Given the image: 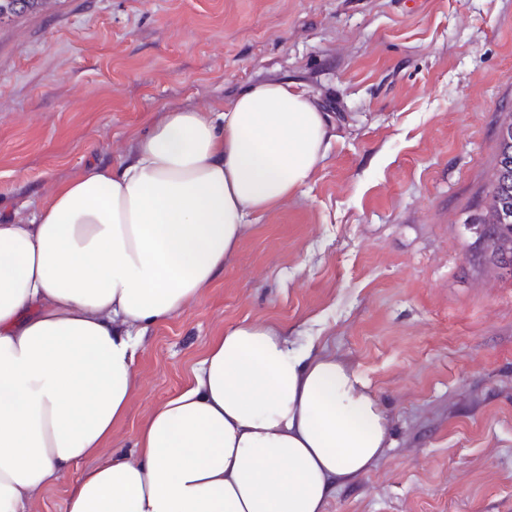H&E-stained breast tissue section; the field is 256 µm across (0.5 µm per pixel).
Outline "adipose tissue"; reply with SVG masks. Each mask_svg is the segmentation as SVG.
<instances>
[{"label":"adipose tissue","instance_id":"ef3b65f1","mask_svg":"<svg viewBox=\"0 0 512 512\" xmlns=\"http://www.w3.org/2000/svg\"><path fill=\"white\" fill-rule=\"evenodd\" d=\"M330 122L287 81L162 113L118 164L57 184L0 223V512H35L95 458L65 512H325L365 474L389 420L342 360L244 322L113 449L150 328L228 268L253 215L307 182ZM93 463V460L88 459L73 465L54 487L44 493L40 511L65 512V496L68 487L72 485Z\"/></svg>","mask_w":512,"mask_h":512}]
</instances>
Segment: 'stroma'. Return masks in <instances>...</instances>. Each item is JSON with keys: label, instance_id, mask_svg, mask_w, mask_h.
<instances>
[{"label": "stroma", "instance_id": "35a3bbf8", "mask_svg": "<svg viewBox=\"0 0 512 512\" xmlns=\"http://www.w3.org/2000/svg\"><path fill=\"white\" fill-rule=\"evenodd\" d=\"M296 83L309 182L139 350L131 447L212 336L272 323L364 376L388 446L326 512H512V269L480 251L512 110V0H54L0 20V220L119 163L162 111Z\"/></svg>", "mask_w": 512, "mask_h": 512}]
</instances>
